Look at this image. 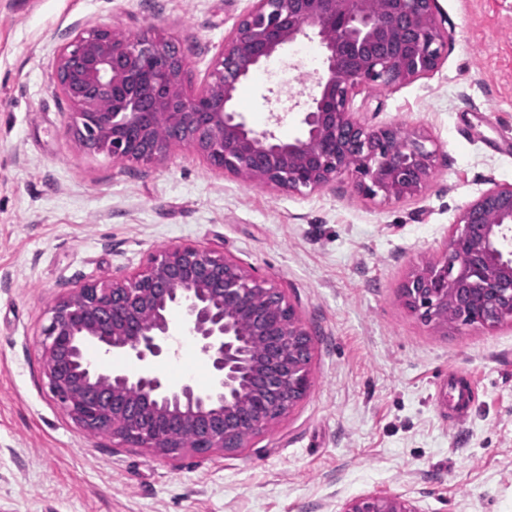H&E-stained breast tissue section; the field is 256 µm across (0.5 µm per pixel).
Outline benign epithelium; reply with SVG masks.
<instances>
[{"label":"benign epithelium","mask_w":512,"mask_h":512,"mask_svg":"<svg viewBox=\"0 0 512 512\" xmlns=\"http://www.w3.org/2000/svg\"><path fill=\"white\" fill-rule=\"evenodd\" d=\"M312 30L324 49L302 132L277 134L235 108L238 87L284 46ZM447 38L435 0H254L224 46L198 96L184 89L189 49L161 35L78 32L59 53L57 83L75 109L73 134L115 162L160 161L192 148L214 169L266 186L316 191L358 177L359 195L415 194L435 168L418 133L373 129L350 109L367 85L413 81L438 65ZM165 126L168 135H157ZM512 185L495 184L467 205L449 232L445 255L415 267L400 286L405 306L440 327L494 328L512 321ZM271 300L263 310L253 300ZM151 314L144 321L143 313ZM178 313L209 386L172 384L157 373L169 354ZM40 342L42 368L63 411L88 434L150 448L175 460L186 451L241 452L285 416L310 386V333L285 295L253 270L198 244L165 247L145 268L110 283L70 291L50 308ZM267 339L266 355L251 336ZM123 355L140 369L110 359ZM201 433L195 445L164 425ZM341 512H418L400 495L369 494Z\"/></svg>","instance_id":"1"}]
</instances>
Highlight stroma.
<instances>
[{
	"label": "stroma",
	"mask_w": 512,
	"mask_h": 512,
	"mask_svg": "<svg viewBox=\"0 0 512 512\" xmlns=\"http://www.w3.org/2000/svg\"><path fill=\"white\" fill-rule=\"evenodd\" d=\"M253 0H0V512H340L400 494L419 512H512V322L444 331L399 288L442 256L461 211L512 184V0H436L448 36L426 77L359 90L372 128L430 137L435 169L413 195L365 199L344 176L296 193L211 170L191 148L116 162L85 150L57 88L77 31L159 33L190 49L198 94ZM316 78L284 48L239 88L252 125L281 117ZM193 243L283 291L314 341L304 399L236 455L147 448L84 433L42 373L48 308L74 287L142 270L160 248ZM171 383L207 386L193 340L174 326ZM477 384L450 422L448 373Z\"/></svg>",
	"instance_id": "obj_1"
}]
</instances>
